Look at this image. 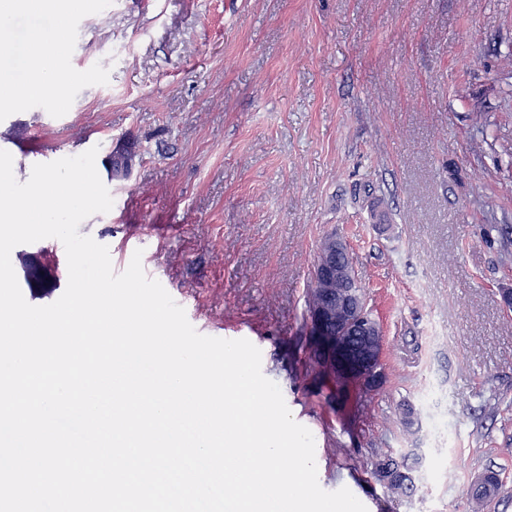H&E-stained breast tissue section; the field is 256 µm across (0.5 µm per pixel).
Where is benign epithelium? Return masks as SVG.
<instances>
[{"mask_svg": "<svg viewBox=\"0 0 512 512\" xmlns=\"http://www.w3.org/2000/svg\"><path fill=\"white\" fill-rule=\"evenodd\" d=\"M339 236L323 241L313 268L316 302L308 314L312 345L320 353L321 376L343 400L354 385H373L383 349L380 324L368 314L365 298L354 291L356 276L344 260Z\"/></svg>", "mask_w": 512, "mask_h": 512, "instance_id": "benign-epithelium-1", "label": "benign epithelium"}]
</instances>
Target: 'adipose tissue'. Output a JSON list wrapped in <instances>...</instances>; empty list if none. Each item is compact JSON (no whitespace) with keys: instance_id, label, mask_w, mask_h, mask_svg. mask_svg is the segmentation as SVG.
<instances>
[{"instance_id":"ef3b65f1","label":"adipose tissue","mask_w":512,"mask_h":512,"mask_svg":"<svg viewBox=\"0 0 512 512\" xmlns=\"http://www.w3.org/2000/svg\"><path fill=\"white\" fill-rule=\"evenodd\" d=\"M68 17V11L56 12L55 27L38 36L40 48L30 55L25 78L19 79L11 72L0 71L1 106H12L25 97L63 99L70 76L58 65L57 54L67 41Z\"/></svg>"}]
</instances>
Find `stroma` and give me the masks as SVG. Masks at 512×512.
<instances>
[{"instance_id":"35a3bbf8","label":"stroma","mask_w":512,"mask_h":512,"mask_svg":"<svg viewBox=\"0 0 512 512\" xmlns=\"http://www.w3.org/2000/svg\"><path fill=\"white\" fill-rule=\"evenodd\" d=\"M52 25L17 14L0 69L23 75ZM62 64L64 104L0 107L15 178L42 162L34 144L58 159L97 148L113 207L80 234L143 237L190 314L260 349L314 437L323 490L367 512H471L491 470L500 487L480 512H512V0H83ZM118 144L135 159L113 179ZM330 234L384 330L381 381L334 407L304 367ZM11 263L28 303L63 294L67 264L40 243ZM388 452L412 496L373 474Z\"/></svg>"}]
</instances>
